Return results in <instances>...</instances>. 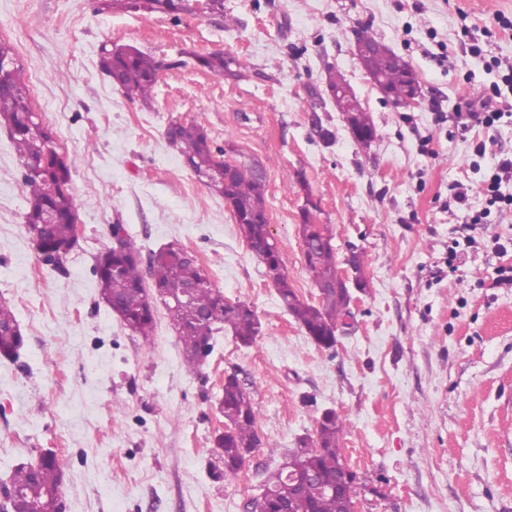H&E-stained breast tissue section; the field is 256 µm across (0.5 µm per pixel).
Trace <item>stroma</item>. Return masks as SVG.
Masks as SVG:
<instances>
[{"label": "stroma", "instance_id": "stroma-1", "mask_svg": "<svg viewBox=\"0 0 512 512\" xmlns=\"http://www.w3.org/2000/svg\"><path fill=\"white\" fill-rule=\"evenodd\" d=\"M361 30L412 66L418 106H395L369 82L351 50ZM0 38L72 171L82 227L63 268L42 262L0 128V298L26 338L17 360L0 359V480L52 448L64 512H243L265 470L333 410L362 512H512V288L496 284L512 264V206L487 205L499 161L512 157V122L473 118L487 101L512 106V0H224L223 15L176 17L101 0H0ZM106 42L166 62L151 103L101 72ZM215 51L239 61L240 77L197 66ZM330 67L373 119L369 148L327 94ZM174 121L199 122L214 146L233 141L239 159L265 166L270 230L301 300L319 301L299 235L305 198L338 258L360 252L368 286L334 347L281 305L223 197L168 142ZM459 184L466 206L446 207ZM116 224L142 256L171 243L192 251L226 300L255 310L256 342L219 331L191 373L166 314L152 345L125 329L93 272ZM229 374L253 400L262 446L224 482L212 439Z\"/></svg>", "mask_w": 512, "mask_h": 512}]
</instances>
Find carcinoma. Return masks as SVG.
Here are the masks:
<instances>
[{"label":"carcinoma","instance_id":"1","mask_svg":"<svg viewBox=\"0 0 512 512\" xmlns=\"http://www.w3.org/2000/svg\"><path fill=\"white\" fill-rule=\"evenodd\" d=\"M107 9L127 12L178 15L190 11V0H103ZM200 67L218 76L235 77L240 64L222 51L197 58ZM99 66L113 84L119 86L132 100L152 99L158 83L162 62L143 53L133 45L104 44L100 49ZM373 70L386 78L395 104L406 108V88L400 84L406 63L396 57H376ZM6 127L15 145L23 169V185L28 203L25 225L39 253H54L75 239L78 214L71 193V171L54 143L51 130L44 126L35 112L13 45L0 39V127ZM166 136L182 156L185 165L194 173L212 174L205 187L222 196L231 209L234 220L246 244L260 252L268 242L266 222L257 223L254 217L266 211V188L253 168L242 164L235 168L229 182H224V154L215 148L206 129L195 121L171 123ZM302 240L310 247L307 266L313 281L339 278L333 231L327 224H318L314 217L303 214L299 226ZM179 246L171 244L149 256V272L156 294L145 288L141 273L140 250L132 241L122 251H109L96 259L94 274L102 298L109 302L112 313L126 329L150 344L156 323V301H161L182 344L184 361L189 371L197 370L198 350L212 348L214 332L231 330L237 343L249 347L260 333V321L245 302H228L212 284L201 265L180 259ZM272 282L282 305L318 345L331 348L336 344V325L347 313L349 299L345 292L325 290L319 293L320 303L311 304L299 298L284 272L277 273ZM196 284L187 306H176L164 297L163 291ZM19 321L10 302L0 300V357L19 355L24 345L23 334H14ZM227 431L214 435L213 444L224 462L219 477L233 481L239 475L236 461L243 448L262 445L257 430V412L250 395L234 377L224 383L219 399ZM343 421L336 412L323 416L316 430V439L300 441L299 462L310 472L329 482L339 477L338 446ZM38 472L39 485L35 507L41 512H58L62 493L63 470L56 461L36 459L18 465L10 486L15 490L29 488L32 471ZM277 498L289 500V512H340L341 501L331 491L311 484L292 496L288 495L289 473L278 468L263 481Z\"/></svg>","mask_w":512,"mask_h":512}]
</instances>
